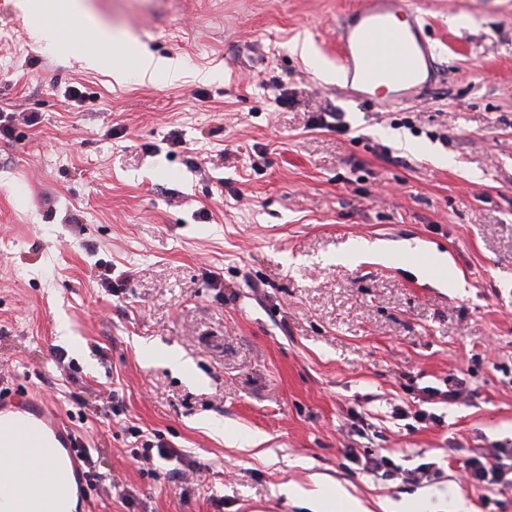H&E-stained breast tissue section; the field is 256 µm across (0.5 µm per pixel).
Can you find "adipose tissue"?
Here are the masks:
<instances>
[{
	"mask_svg": "<svg viewBox=\"0 0 512 512\" xmlns=\"http://www.w3.org/2000/svg\"><path fill=\"white\" fill-rule=\"evenodd\" d=\"M20 497L38 501L44 512H73L75 508V496L67 485L52 483L37 488L16 485L11 458L0 455V512H15Z\"/></svg>",
	"mask_w": 512,
	"mask_h": 512,
	"instance_id": "ef3b65f1",
	"label": "adipose tissue"
}]
</instances>
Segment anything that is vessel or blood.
Here are the masks:
<instances>
[{"label": "vessel or blood", "mask_w": 512, "mask_h": 512, "mask_svg": "<svg viewBox=\"0 0 512 512\" xmlns=\"http://www.w3.org/2000/svg\"><path fill=\"white\" fill-rule=\"evenodd\" d=\"M340 82L356 100L381 106L413 102L440 77L422 14L407 0H359L336 28ZM82 439L44 398L30 390L0 389V452L19 464L20 485L51 481L55 449L67 452L73 478L83 483Z\"/></svg>", "instance_id": "b4317fda"}]
</instances>
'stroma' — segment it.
<instances>
[{
	"label": "stroma",
	"instance_id": "35a3bbf8",
	"mask_svg": "<svg viewBox=\"0 0 512 512\" xmlns=\"http://www.w3.org/2000/svg\"><path fill=\"white\" fill-rule=\"evenodd\" d=\"M354 3L83 0L116 38L101 71L79 19L63 50L37 0H0V114L40 115L0 141V383L89 448L75 512H311L280 488L320 482L366 512H512V485L459 480L512 440V0H413L442 76L385 107L336 81ZM124 33L183 78L142 79ZM451 372L465 401L427 400Z\"/></svg>",
	"mask_w": 512,
	"mask_h": 512
}]
</instances>
